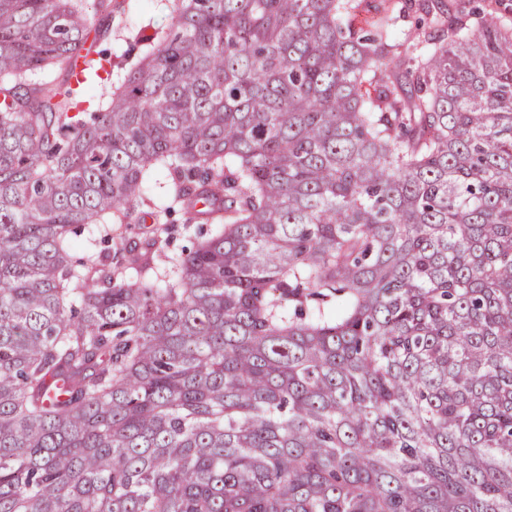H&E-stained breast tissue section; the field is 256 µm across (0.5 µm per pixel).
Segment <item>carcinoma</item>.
I'll return each mask as SVG.
<instances>
[{"instance_id":"carcinoma-1","label":"carcinoma","mask_w":512,"mask_h":512,"mask_svg":"<svg viewBox=\"0 0 512 512\" xmlns=\"http://www.w3.org/2000/svg\"><path fill=\"white\" fill-rule=\"evenodd\" d=\"M501 2L172 0L116 84L112 3L0 0V512H512ZM395 3L404 2L401 0H361L360 8L352 22L358 27H366V21L371 20L377 16L379 11ZM186 218L187 215L180 211L174 213L170 218L175 222L174 240L167 249L171 256L180 255L184 247L191 248L197 240L198 224L189 223L185 220ZM104 232L96 224L86 225L80 236L74 239V248L71 254L74 256L75 266L79 261L89 265L90 261L101 251H105L107 245L103 243Z\"/></svg>"}]
</instances>
